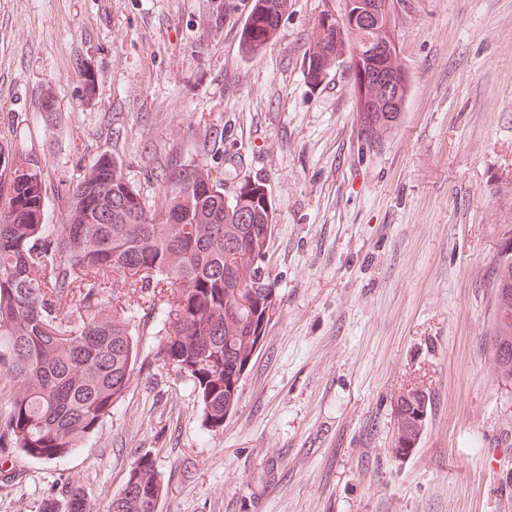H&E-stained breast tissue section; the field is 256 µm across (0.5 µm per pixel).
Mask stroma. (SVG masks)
I'll use <instances>...</instances> for the list:
<instances>
[{
    "label": "stroma",
    "mask_w": 512,
    "mask_h": 512,
    "mask_svg": "<svg viewBox=\"0 0 512 512\" xmlns=\"http://www.w3.org/2000/svg\"><path fill=\"white\" fill-rule=\"evenodd\" d=\"M251 4L0 0V144L39 159L50 222L101 153L150 199L191 154L225 189L267 186L278 299L223 432L202 429L189 384L142 367L73 454L0 462V512H37L62 485L104 512L144 453L157 512H512V386L488 344L512 229V0H393L411 92L378 145L347 63L316 86L302 67L314 22L346 0H288L255 57L239 47ZM411 383L428 422L399 459L394 401Z\"/></svg>",
    "instance_id": "stroma-1"
}]
</instances>
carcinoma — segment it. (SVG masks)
Instances as JSON below:
<instances>
[{
    "label": "carcinoma",
    "instance_id": "1",
    "mask_svg": "<svg viewBox=\"0 0 512 512\" xmlns=\"http://www.w3.org/2000/svg\"><path fill=\"white\" fill-rule=\"evenodd\" d=\"M359 0L338 21L319 17L303 58L319 83L349 60L357 114L366 140L379 143L399 122L410 79L395 47L388 0H374L366 30ZM288 0H252L240 30L252 57L276 38ZM371 43L365 47V43ZM398 76L387 89L388 77ZM8 188L0 200V374L13 382L11 410L0 417V456L18 451L38 461L67 457L112 413L134 381L139 336H159L152 363L197 391L210 434L239 401L238 368L257 356L246 292L272 294L264 262L266 229L277 207L263 184L245 181L224 201V181L179 155L155 175L157 200L99 155L63 189L61 223H48L43 168L37 157L0 145ZM492 284L512 287V253L500 250ZM414 385L394 404V450L409 449L428 414ZM164 485L149 454L139 456L109 512H155ZM40 512H91L80 489L63 487Z\"/></svg>",
    "mask_w": 512,
    "mask_h": 512
}]
</instances>
